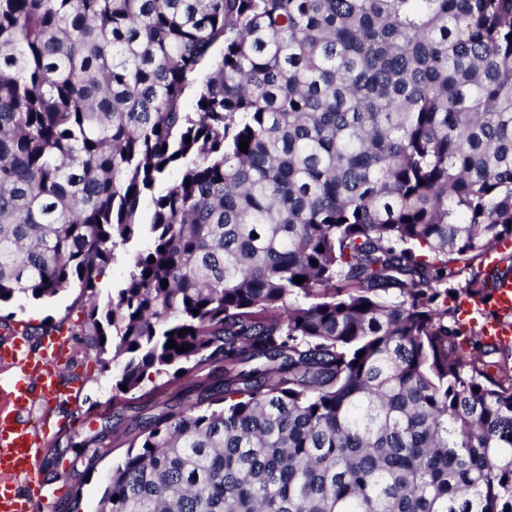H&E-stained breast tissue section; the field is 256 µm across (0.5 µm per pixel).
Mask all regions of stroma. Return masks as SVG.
Wrapping results in <instances>:
<instances>
[{"mask_svg": "<svg viewBox=\"0 0 512 512\" xmlns=\"http://www.w3.org/2000/svg\"><path fill=\"white\" fill-rule=\"evenodd\" d=\"M79 287H72L42 301H19L0 306L11 317L9 330L0 329V344L7 343V331L29 332L30 347H37V330L60 321L72 325L83 318ZM70 373L83 377L82 388L74 401H63L51 411L35 408L34 419L49 417L53 437L42 460V478L47 487L67 485L80 494V512H96L108 483L112 466L124 457L130 440L140 432L146 418L164 411L166 406L185 407L195 403L201 386L219 378L220 365L205 367L193 376L174 384L156 387L145 382L141 391L115 393L112 371L102 370L95 349L87 342L73 341ZM91 440L94 455L83 463H74L75 442Z\"/></svg>", "mask_w": 512, "mask_h": 512, "instance_id": "35a3bbf8", "label": "stroma"}]
</instances>
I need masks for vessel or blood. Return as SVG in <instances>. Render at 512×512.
Here are the masks:
<instances>
[{
  "mask_svg": "<svg viewBox=\"0 0 512 512\" xmlns=\"http://www.w3.org/2000/svg\"><path fill=\"white\" fill-rule=\"evenodd\" d=\"M492 295L499 316L485 322L481 332L485 340L507 345L512 343V278L498 281ZM67 345L64 335L55 333L47 336L38 353L19 339L0 349V359L9 362L17 378L6 406L0 408V512H28L33 503L49 512L58 497L42 482L45 433L32 423L30 413L37 403L62 395L59 373Z\"/></svg>",
  "mask_w": 512,
  "mask_h": 512,
  "instance_id": "b4317fda",
  "label": "vessel or blood"
}]
</instances>
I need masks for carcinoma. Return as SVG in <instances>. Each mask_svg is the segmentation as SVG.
<instances>
[{"instance_id": "cac0c4a2", "label": "carcinoma", "mask_w": 512, "mask_h": 512, "mask_svg": "<svg viewBox=\"0 0 512 512\" xmlns=\"http://www.w3.org/2000/svg\"><path fill=\"white\" fill-rule=\"evenodd\" d=\"M144 233L102 368L224 384L98 512H512V0H0V304ZM493 305L499 312V317L485 322L481 332L485 340L508 345L512 341V323L504 318L512 315V278L500 280L494 286Z\"/></svg>"}]
</instances>
